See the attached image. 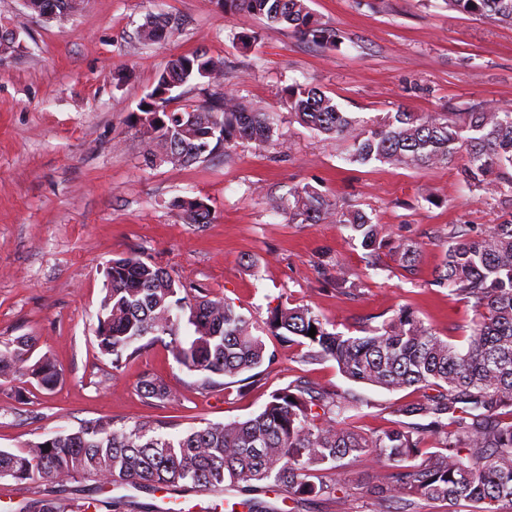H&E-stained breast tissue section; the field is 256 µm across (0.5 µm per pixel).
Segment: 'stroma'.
Instances as JSON below:
<instances>
[{
	"instance_id": "35a3bbf8",
	"label": "stroma",
	"mask_w": 512,
	"mask_h": 512,
	"mask_svg": "<svg viewBox=\"0 0 512 512\" xmlns=\"http://www.w3.org/2000/svg\"><path fill=\"white\" fill-rule=\"evenodd\" d=\"M336 33L318 45L246 12H225L220 0H82L59 23L28 11L23 0H0V24L23 22L26 51L0 65V341L34 339V357L49 356L62 374L50 391L31 377L0 379V448L15 450L101 417L126 425L162 421L176 431L258 413L273 391L293 382L354 393L352 422L364 430L391 426L397 407L418 391L390 392L346 379L332 360L305 362L302 347L266 336L278 359L247 389L206 388L158 344L113 366L101 354L94 326L105 296V271L134 250L176 275L186 289L206 288L264 322L280 303L306 304L330 329L350 336L398 309H412L437 334L464 346L475 316L471 304L434 286L444 229H486L505 215L494 200L462 182L459 161L425 169L347 163L346 142L313 134L281 103L286 86L320 89L351 117L373 124L406 106L416 112L512 108V24L469 15L448 0H308ZM166 13L183 29L161 47L138 30ZM259 32L251 48L238 37ZM222 59L220 88L271 113L280 145L258 151L241 144L189 166L146 165L132 147L128 117L175 55ZM305 186L353 204L382 225L391 244L416 242L412 267L382 256L370 267L364 250L339 224H298L273 212ZM209 204V224H189L177 200ZM343 260L353 295L326 288L319 266ZM171 391L144 397L142 379ZM383 467L374 458L350 462L338 477L347 500L292 505L285 492L267 502L281 512H402L374 497ZM45 491L125 497L120 512H231L233 496L112 488L106 481L41 480Z\"/></svg>"
}]
</instances>
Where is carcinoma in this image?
<instances>
[{
	"instance_id": "carcinoma-1",
	"label": "carcinoma",
	"mask_w": 512,
	"mask_h": 512,
	"mask_svg": "<svg viewBox=\"0 0 512 512\" xmlns=\"http://www.w3.org/2000/svg\"><path fill=\"white\" fill-rule=\"evenodd\" d=\"M62 22L77 11L76 0H43ZM455 9L492 21L512 22V0H448ZM224 12L244 11L279 25L316 44L331 43L336 32L320 24L306 0H223ZM181 22L166 15L142 25L139 39L162 44L179 33ZM224 62L204 52L170 59L151 92L132 113L134 147L151 165H191L218 150L229 155L240 143L264 150L277 142L267 112L252 109L231 92L211 93L208 86ZM184 86L202 97L171 109ZM283 103L295 119L319 135L350 143L348 161L379 162L421 169L462 159L460 175L473 191L496 200L508 219L477 232L467 224L448 225V247L434 283L471 303L476 313L460 348L436 334L409 309H401L347 336L327 328L311 307L279 304L265 328L271 335L304 348L306 362L333 359L355 382L388 391L424 390L422 399L395 409L394 425L362 432L347 413L361 401L339 391L290 383L271 394L256 415L231 422H208L180 434L139 422L117 426L102 417L76 431L58 434L17 452L0 449V480L27 485L35 512H95L108 508L92 496L66 499L38 490L41 479H104L117 487L148 491L200 488L233 490L244 499L233 503L247 512H277L258 498L276 487L292 503L332 499L346 494L341 482L314 481L323 471L336 473L348 458L371 455L385 467L370 493L410 506L415 498L439 500L448 512L461 500L478 512H512V109L481 107L472 112H396L371 127L339 109L325 93L303 85L283 90ZM189 224H210L209 205L198 198L181 203ZM288 214L302 223L345 226L351 239L376 265L387 244L383 228L359 208L340 209L327 195L309 187L292 194ZM326 284L335 290L355 287L345 263L336 261ZM105 296L94 329L100 352L119 367L122 358L141 354L159 337H170L178 364L203 375L260 380L261 367L272 365L253 318L224 297L207 291L181 295L183 285L171 273L127 252L106 270ZM191 329L183 338L181 323ZM316 328L315 337L308 336ZM32 342L19 336L0 349V378L16 373L35 378L45 389L60 379L48 358L31 361ZM148 398L170 395L160 380L146 378Z\"/></svg>"
}]
</instances>
